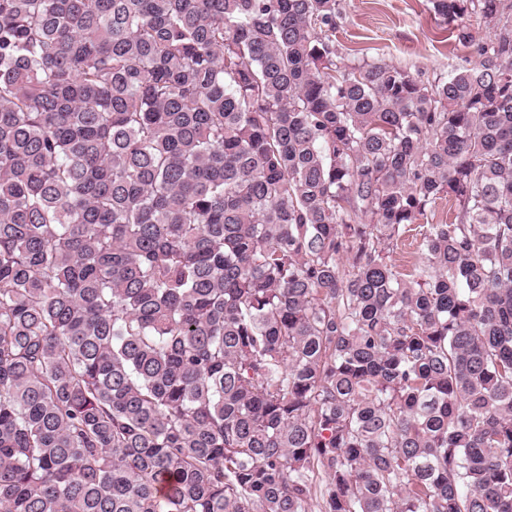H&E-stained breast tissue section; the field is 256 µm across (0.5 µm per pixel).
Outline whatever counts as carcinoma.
I'll use <instances>...</instances> for the list:
<instances>
[{"instance_id": "carcinoma-1", "label": "carcinoma", "mask_w": 512, "mask_h": 512, "mask_svg": "<svg viewBox=\"0 0 512 512\" xmlns=\"http://www.w3.org/2000/svg\"><path fill=\"white\" fill-rule=\"evenodd\" d=\"M431 2L424 82L340 0H0V512H512V0ZM429 0H344L336 29V60L344 64L383 59L422 79L448 75L468 49L458 45Z\"/></svg>"}]
</instances>
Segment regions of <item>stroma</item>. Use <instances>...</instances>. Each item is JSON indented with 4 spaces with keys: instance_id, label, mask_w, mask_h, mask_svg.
<instances>
[{
    "instance_id": "stroma-1",
    "label": "stroma",
    "mask_w": 512,
    "mask_h": 512,
    "mask_svg": "<svg viewBox=\"0 0 512 512\" xmlns=\"http://www.w3.org/2000/svg\"><path fill=\"white\" fill-rule=\"evenodd\" d=\"M336 48L338 62L382 59L431 81L447 77L468 54L431 0H343Z\"/></svg>"
}]
</instances>
